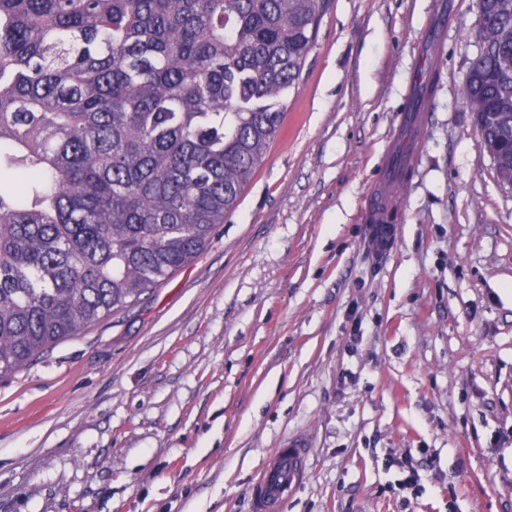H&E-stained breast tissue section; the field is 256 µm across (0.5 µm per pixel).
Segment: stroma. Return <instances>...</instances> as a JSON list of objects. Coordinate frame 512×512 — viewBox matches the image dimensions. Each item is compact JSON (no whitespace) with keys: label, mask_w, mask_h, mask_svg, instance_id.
<instances>
[{"label":"stroma","mask_w":512,"mask_h":512,"mask_svg":"<svg viewBox=\"0 0 512 512\" xmlns=\"http://www.w3.org/2000/svg\"><path fill=\"white\" fill-rule=\"evenodd\" d=\"M438 2L331 0L209 245L0 382V512H251L301 431L286 512H512V188L461 95L475 0L441 31L385 255L365 220ZM304 433L290 434L269 455L252 478L253 512H283L295 489L304 482L311 450Z\"/></svg>","instance_id":"obj_1"}]
</instances>
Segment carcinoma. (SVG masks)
<instances>
[{"label": "carcinoma", "mask_w": 512, "mask_h": 512, "mask_svg": "<svg viewBox=\"0 0 512 512\" xmlns=\"http://www.w3.org/2000/svg\"><path fill=\"white\" fill-rule=\"evenodd\" d=\"M328 0H0V381L179 271L280 132ZM463 84L512 182V0ZM414 85L422 110L432 60Z\"/></svg>", "instance_id": "1"}]
</instances>
